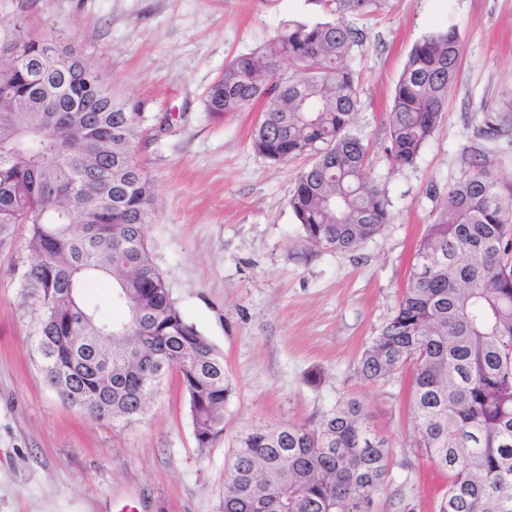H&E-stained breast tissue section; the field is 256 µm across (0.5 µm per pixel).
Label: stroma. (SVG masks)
<instances>
[{
    "label": "stroma",
    "instance_id": "obj_1",
    "mask_svg": "<svg viewBox=\"0 0 512 512\" xmlns=\"http://www.w3.org/2000/svg\"><path fill=\"white\" fill-rule=\"evenodd\" d=\"M318 16L311 0H0V44L19 23L62 38L114 97L144 101L133 156L157 187L147 239L177 306L223 353L234 384L224 435L204 450L177 373L130 423L63 403L33 344L38 314L20 288L32 254L19 226L0 252V512H219L241 429L312 427L346 395L366 403L393 446L381 512H437L448 477L417 446L411 368L370 383L358 362L407 284L439 205L433 190L469 174L463 150L486 116L512 113V0H387L358 20L356 130L391 222L346 252L302 239L288 200L308 160L274 163L252 150L258 106L219 120L204 105L226 61L285 21ZM449 25L461 34L458 80L416 164L396 167L393 89L411 48Z\"/></svg>",
    "mask_w": 512,
    "mask_h": 512
}]
</instances>
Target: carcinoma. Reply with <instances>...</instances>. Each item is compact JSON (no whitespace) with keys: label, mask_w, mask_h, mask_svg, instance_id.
Instances as JSON below:
<instances>
[{"label":"carcinoma","mask_w":512,"mask_h":512,"mask_svg":"<svg viewBox=\"0 0 512 512\" xmlns=\"http://www.w3.org/2000/svg\"><path fill=\"white\" fill-rule=\"evenodd\" d=\"M311 2L321 19L288 21L228 61L205 104L227 117L262 102L254 151L274 163L311 156L289 198L304 240L354 250L390 224V210L354 132L360 87L350 61L365 33L346 17L370 16L387 0ZM53 47L19 24L0 49L13 62L0 67V251L27 226L34 260L20 280L39 314L43 378L92 418L131 421L175 370L197 445L209 448L224 435L233 385L223 354L186 321L153 261L145 228L155 188L132 154L142 103L57 71ZM460 52L451 25L409 53L387 115L394 165H414L432 138ZM511 125L508 115L488 116L478 134L512 154ZM469 160L471 174L442 194L359 373L379 382L412 365L419 445L448 474L437 512H512V178L487 166L479 149ZM92 276L112 280L122 318L104 323L85 304ZM391 454L356 397L312 429L251 428L237 440L219 512H378Z\"/></svg>","instance_id":"1"}]
</instances>
